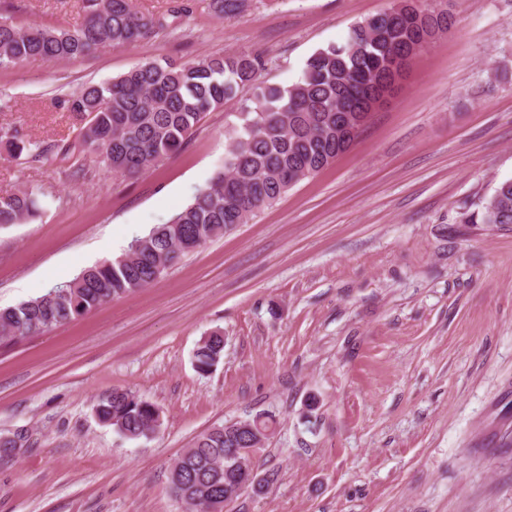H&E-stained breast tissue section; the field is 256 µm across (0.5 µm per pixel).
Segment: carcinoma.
<instances>
[{
	"label": "carcinoma",
	"mask_w": 512,
	"mask_h": 512,
	"mask_svg": "<svg viewBox=\"0 0 512 512\" xmlns=\"http://www.w3.org/2000/svg\"><path fill=\"white\" fill-rule=\"evenodd\" d=\"M424 0H398L390 9L352 26L345 41L318 49L301 78L288 87L260 80L264 53L244 50L175 65L148 60L104 85L82 87L59 105L85 118L71 142L29 141L18 129L0 131V158L53 164L75 153L94 154L116 178H132L163 158L181 152L207 113L238 99L240 124L229 132L224 166L192 203L164 224L134 239L112 261L81 271L40 296L0 308V341L43 335L101 306L149 287L182 256L246 224L259 209L336 161L355 142L359 119L390 81V59L421 40L448 29L450 17ZM245 0H210L222 15L242 10ZM84 20L73 30L22 26L0 13V66L29 59L47 63L84 59L97 51L150 38L165 19L139 11L133 0H82ZM38 200L29 189L0 192V225L23 224L35 216ZM512 224V179L501 182L480 213L468 222ZM224 355V334L203 336L194 352L197 371L207 374ZM98 419L128 439L149 438L158 413L148 399L116 389L98 398ZM255 434L227 421L199 435L171 469L175 495L196 502L230 501L240 492V453ZM31 447L27 433L0 437V463Z\"/></svg>",
	"instance_id": "obj_1"
}]
</instances>
